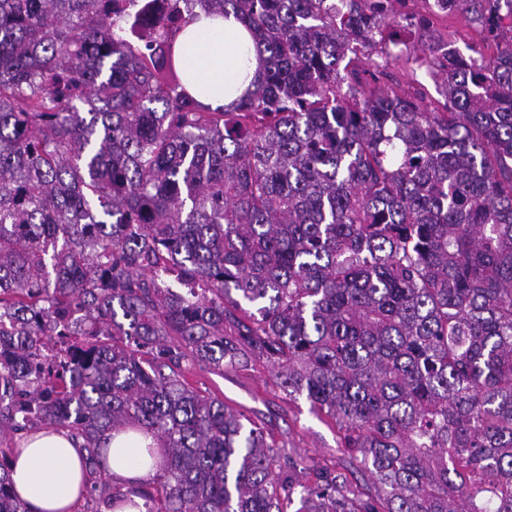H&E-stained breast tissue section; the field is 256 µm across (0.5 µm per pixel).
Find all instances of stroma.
Segmentation results:
<instances>
[{"label":"stroma","mask_w":512,"mask_h":512,"mask_svg":"<svg viewBox=\"0 0 512 512\" xmlns=\"http://www.w3.org/2000/svg\"><path fill=\"white\" fill-rule=\"evenodd\" d=\"M479 26L464 10L458 9L434 16L430 29L396 27L394 42L388 49L365 48L361 57L386 66L396 78L400 89L422 91L426 106L441 101V80L430 74L421 59L430 39L452 41L460 51L475 48L484 57L496 55L497 47L484 43L479 37ZM274 367L265 361L254 363L246 370H225L217 373L209 366L197 364L184 370L187 383L193 388L223 398L233 410L265 421L276 443L286 444L296 454L307 456L312 464L342 470L349 464V456L339 444L338 426L334 419L311 412L305 399L285 398L275 384Z\"/></svg>","instance_id":"stroma-1"}]
</instances>
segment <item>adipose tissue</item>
<instances>
[{"label": "adipose tissue", "mask_w": 512, "mask_h": 512, "mask_svg": "<svg viewBox=\"0 0 512 512\" xmlns=\"http://www.w3.org/2000/svg\"><path fill=\"white\" fill-rule=\"evenodd\" d=\"M174 50L186 90L210 108L231 104L258 78L255 39L235 15L197 11L175 35ZM145 445L135 433L109 442L107 469L115 486L125 488L154 474L144 459ZM11 469L14 492L26 512H78L88 475L80 446L68 431L44 427L31 432Z\"/></svg>", "instance_id": "ef3b65f1"}]
</instances>
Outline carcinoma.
I'll use <instances>...</instances> for the list:
<instances>
[{"label": "carcinoma", "mask_w": 512, "mask_h": 512, "mask_svg": "<svg viewBox=\"0 0 512 512\" xmlns=\"http://www.w3.org/2000/svg\"><path fill=\"white\" fill-rule=\"evenodd\" d=\"M406 2L0 0V512L44 425L84 439L94 512L128 502L102 440L129 429L164 452L145 512H512V44L430 43L429 109L348 57L429 27ZM442 3L512 32V0ZM197 7L264 54L231 109L176 68ZM260 360L350 470L182 378Z\"/></svg>", "instance_id": "obj_1"}]
</instances>
